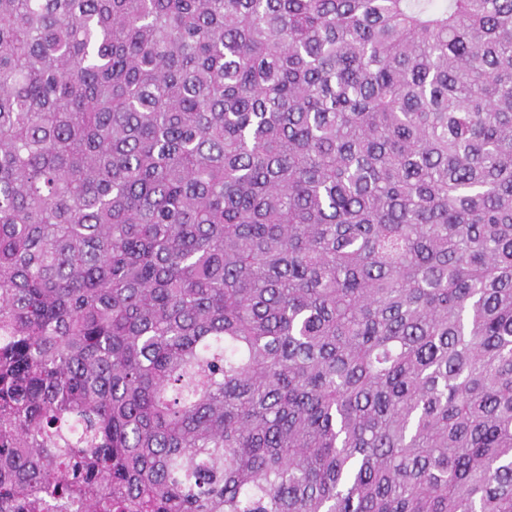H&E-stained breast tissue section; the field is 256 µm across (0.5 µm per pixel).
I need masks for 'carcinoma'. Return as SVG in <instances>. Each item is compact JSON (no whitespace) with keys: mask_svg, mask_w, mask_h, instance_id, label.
I'll return each mask as SVG.
<instances>
[{"mask_svg":"<svg viewBox=\"0 0 512 512\" xmlns=\"http://www.w3.org/2000/svg\"><path fill=\"white\" fill-rule=\"evenodd\" d=\"M0 512H512V0H0Z\"/></svg>","mask_w":512,"mask_h":512,"instance_id":"cac0c4a2","label":"carcinoma"}]
</instances>
